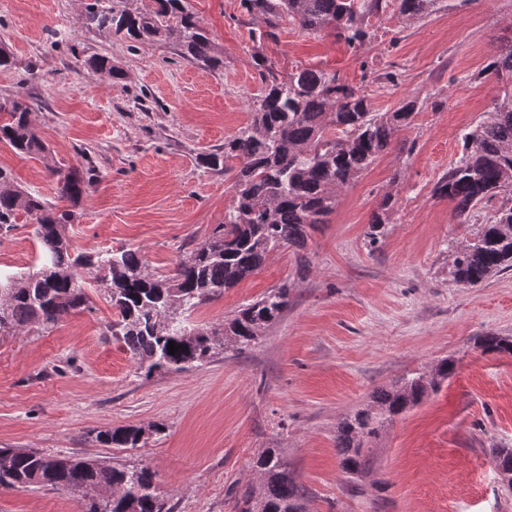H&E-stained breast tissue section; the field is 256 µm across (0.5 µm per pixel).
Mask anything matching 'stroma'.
Returning a JSON list of instances; mask_svg holds the SVG:
<instances>
[{
  "label": "stroma",
  "instance_id": "stroma-1",
  "mask_svg": "<svg viewBox=\"0 0 512 512\" xmlns=\"http://www.w3.org/2000/svg\"><path fill=\"white\" fill-rule=\"evenodd\" d=\"M224 58L208 69L170 42L137 46L75 27L82 0H0V42L15 68L0 71V103L23 97L47 159L0 143V164L32 193L58 199L50 166H91L94 185L66 232L88 255L137 250L146 273L170 274L206 240L232 200L231 180L200 155L251 121L261 91L254 55L278 74L335 73L392 111L420 97L411 125L344 189L328 223L304 247L271 253L261 270L197 307L193 324L217 327L269 288L288 283L291 302L247 352L182 372L139 377L108 327L104 283L90 307L55 324L0 335V448H34L114 466H149L173 512H236L251 464L280 449L307 493V512H512V486L492 448H512V356L482 353L474 337H512V270L474 288L448 275V248L476 225L461 224L435 186L461 154L460 132L500 91L483 72L512 43V0H473L408 22L396 6L353 49L331 35L284 22L255 42L240 0H189ZM105 55L115 83L87 59ZM394 207L385 236L366 232L383 194ZM26 215L0 237V274L38 269ZM455 373L373 443L370 470L343 474L336 428L372 392L443 357ZM162 426L139 448H105L103 429ZM79 493L0 488V512H82Z\"/></svg>",
  "mask_w": 512,
  "mask_h": 512
}]
</instances>
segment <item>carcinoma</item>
<instances>
[{
    "label": "carcinoma",
    "instance_id": "obj_1",
    "mask_svg": "<svg viewBox=\"0 0 512 512\" xmlns=\"http://www.w3.org/2000/svg\"><path fill=\"white\" fill-rule=\"evenodd\" d=\"M124 2L84 0L75 24L133 43L172 41L181 56L198 64L215 68L223 63L186 0H151L150 7L133 10ZM469 2L397 0L407 21ZM389 5V0H241L243 10L263 23L251 31L254 41L275 35L279 23L288 20L307 34L332 31L354 48L372 39L371 19ZM254 64L262 90L251 123L225 140L223 149L201 157L206 167L231 175L232 203L224 223L164 278L144 273L139 253L130 248L97 256L76 252L65 229L92 186L89 169L51 168L58 177L59 197L69 203L66 208L24 190L11 170L0 166V236L14 229L22 212L43 247L40 269L0 281V325H52L63 313L87 307L85 289L107 278L116 313L112 335L124 342L137 372L149 378L159 371L201 366L223 351L240 355L280 320L290 302L286 283L246 303L217 328L191 325L185 314L256 273L271 252L304 246L309 231L326 223L335 210L339 193L387 150L399 128L414 121L418 97L405 98L391 112H375L365 92L335 73L300 68L280 77L264 60L256 58ZM88 65L112 80L123 79L106 56L93 57ZM486 73L502 83L501 92L483 118L463 130L461 156L435 188L439 197L454 203L453 215L460 224L499 200L490 222L448 250V275L464 287L512 270V46L490 57ZM3 112L0 143L20 155L45 156L30 106L15 100ZM392 208V196L386 193L368 225L370 245L384 238ZM171 341L179 346L173 355ZM475 345L484 354L512 355L511 338L487 334ZM454 372L455 361L446 357L430 371L412 372L375 389L369 403L337 427L342 471L352 479L365 475L371 467L369 442ZM145 431L156 435L162 428L105 429L96 439L107 448H138L147 442ZM3 453L1 487L75 491L82 494L83 512L173 510L157 495L154 473L146 466L115 467L23 448H5ZM253 468L256 480L240 493V512H306L305 490L278 449H265Z\"/></svg>",
    "mask_w": 512,
    "mask_h": 512
}]
</instances>
